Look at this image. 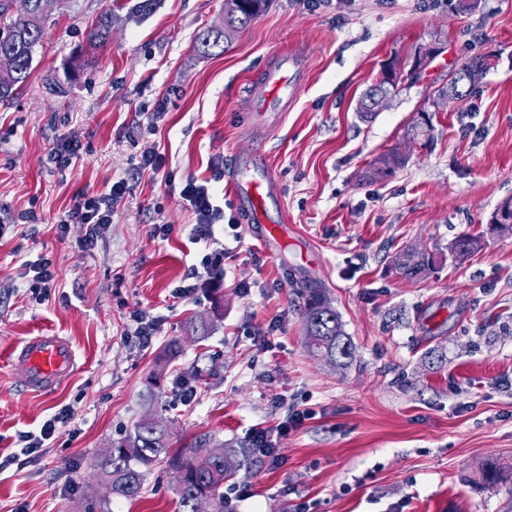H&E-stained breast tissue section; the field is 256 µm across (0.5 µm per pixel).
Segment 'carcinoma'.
Here are the masks:
<instances>
[{
	"label": "carcinoma",
	"mask_w": 512,
	"mask_h": 512,
	"mask_svg": "<svg viewBox=\"0 0 512 512\" xmlns=\"http://www.w3.org/2000/svg\"><path fill=\"white\" fill-rule=\"evenodd\" d=\"M42 0H22L23 9L14 10V0H0V55L10 57L12 68L0 76V99L11 97L15 90L29 79L34 55L46 35ZM224 0L225 29L207 28L198 33L196 44L201 53L224 47L227 33L261 15L269 0ZM407 162L406 155L394 147L377 156L365 171L363 178L373 180L389 177ZM453 246L458 256L467 255L479 247V240L470 235L457 238ZM432 259L425 251L407 250L396 257V267L409 280L419 279L431 270ZM299 288L307 295L304 321L310 352L340 368L348 367L354 359L352 340L347 336L340 316L332 307L324 285L304 279ZM166 463L178 473L176 492L183 512H196L195 504L201 497L211 498L216 512H228L224 500V483L233 480L239 470L250 464L245 448L224 449L223 456L203 458L195 446L173 449L165 425L146 416L134 432L111 441L97 456L94 471L110 486L117 498L133 499L144 486L152 467ZM512 477L504 474L496 462L488 460L482 469V481L488 485L507 483Z\"/></svg>",
	"instance_id": "1"
}]
</instances>
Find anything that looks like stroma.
<instances>
[{
    "instance_id": "1",
    "label": "stroma",
    "mask_w": 512,
    "mask_h": 512,
    "mask_svg": "<svg viewBox=\"0 0 512 512\" xmlns=\"http://www.w3.org/2000/svg\"><path fill=\"white\" fill-rule=\"evenodd\" d=\"M75 0L49 5L31 76L0 100V220L32 209L36 225L0 237V455L62 406L75 421L25 468L0 472V512H179L174 474L156 465L139 497L109 495L93 475L96 453L144 415L166 423L174 447L207 436L210 447H249L289 409L316 412L279 442L281 463L254 454L225 483L232 512H512V488L484 486L495 459L512 472V232L487 234L491 212L512 198V0H271L268 10L201 54L195 37L223 27L224 0ZM110 37L90 44L98 17ZM442 48L425 78L402 82L377 112L359 102L383 64L409 70L416 45ZM306 50L308 72L294 106L268 132L257 127L248 85L272 54ZM492 65L466 99L433 109L468 57ZM165 114L157 129L150 118ZM432 109L427 145L405 133ZM135 138H128L129 129ZM82 156L58 173L49 156L61 136ZM408 160L393 176L361 180L382 152ZM164 154L158 174L134 180L95 249L81 225L57 221L77 195L105 190L142 153ZM265 156L294 242H261L256 228L216 227L228 252L224 284L180 300L171 292L194 263V217L179 192L210 177L211 163ZM173 224L154 240V211ZM482 234L461 260L448 248ZM314 255L303 263L302 247ZM427 251L432 272L407 280L394 266ZM55 267L48 301L26 288L24 263ZM321 281L356 350L345 369L313 357L304 296L294 279ZM155 320L149 347L126 340L130 314ZM212 319L207 339L188 322ZM276 331H269V324ZM38 334L67 337L77 369L55 393L27 391L15 350ZM181 352L159 364L172 340ZM162 371L149 396L146 377ZM193 381L183 405L178 379Z\"/></svg>"
}]
</instances>
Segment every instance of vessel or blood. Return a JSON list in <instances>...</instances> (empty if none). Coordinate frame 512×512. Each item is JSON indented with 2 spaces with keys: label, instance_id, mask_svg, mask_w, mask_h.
I'll list each match as a JSON object with an SVG mask.
<instances>
[{
  "label": "vessel or blood",
  "instance_id": "obj_1",
  "mask_svg": "<svg viewBox=\"0 0 512 512\" xmlns=\"http://www.w3.org/2000/svg\"><path fill=\"white\" fill-rule=\"evenodd\" d=\"M305 69V55L297 51L279 56L250 86V96L260 117L273 119L291 105L297 81ZM229 190L246 223L259 226L264 240L287 241L290 229L283 219L272 217L268 203L275 192L269 168L254 158L235 163ZM29 390L54 392L74 372L75 353L63 336L40 334L28 337L13 361Z\"/></svg>",
  "mask_w": 512,
  "mask_h": 512
}]
</instances>
